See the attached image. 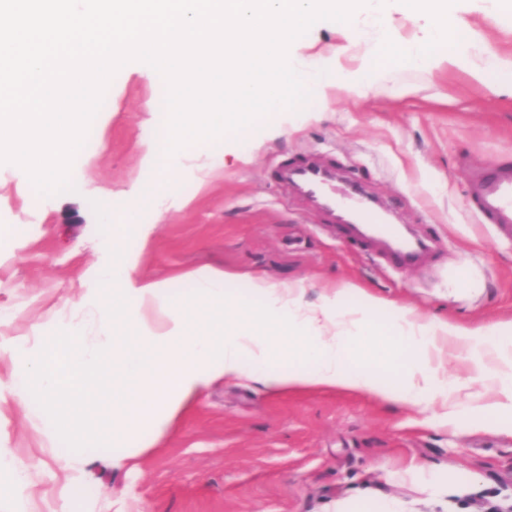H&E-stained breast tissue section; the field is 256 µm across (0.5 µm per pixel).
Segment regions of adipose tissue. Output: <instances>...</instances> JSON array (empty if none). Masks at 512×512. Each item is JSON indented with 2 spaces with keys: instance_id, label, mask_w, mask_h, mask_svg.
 Masks as SVG:
<instances>
[{
  "instance_id": "ef3b65f1",
  "label": "adipose tissue",
  "mask_w": 512,
  "mask_h": 512,
  "mask_svg": "<svg viewBox=\"0 0 512 512\" xmlns=\"http://www.w3.org/2000/svg\"><path fill=\"white\" fill-rule=\"evenodd\" d=\"M136 253L121 250L108 265L83 275L84 288L49 341H0V403L40 401L39 426L94 445L125 442L145 429L162 431L220 378L258 375L272 390L297 388L361 392L424 411L437 406L445 424L464 412L512 416V320L464 325L363 295L347 304L350 286L330 289L322 302L305 301L307 284L253 285L260 300H231L226 272L200 270L195 314L177 304L163 280L136 277ZM165 313L157 325L143 310ZM111 341V352L89 350L88 324ZM408 348L416 363L383 385L377 367ZM308 361V368L271 365L274 352ZM471 375H440L447 355ZM481 391H472V383Z\"/></svg>"
}]
</instances>
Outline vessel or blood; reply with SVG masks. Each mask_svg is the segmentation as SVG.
I'll list each match as a JSON object with an SVG mask.
<instances>
[{"label":"vessel or blood","mask_w":512,"mask_h":512,"mask_svg":"<svg viewBox=\"0 0 512 512\" xmlns=\"http://www.w3.org/2000/svg\"><path fill=\"white\" fill-rule=\"evenodd\" d=\"M277 176L281 182L298 185L327 222L338 225L352 240L369 247L386 244L390 258L400 266L421 258L423 244L405 237L396 225L388 223L369 204L357 183L337 181L332 167L306 157L282 163ZM467 202L487 223L512 234V168H484L473 181Z\"/></svg>","instance_id":"b4317fda"}]
</instances>
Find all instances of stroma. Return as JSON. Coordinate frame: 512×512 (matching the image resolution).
<instances>
[{
	"label": "stroma",
	"mask_w": 512,
	"mask_h": 512,
	"mask_svg": "<svg viewBox=\"0 0 512 512\" xmlns=\"http://www.w3.org/2000/svg\"><path fill=\"white\" fill-rule=\"evenodd\" d=\"M457 0L449 19L478 33L468 60L432 68L399 63L368 74L367 88L314 95L297 110L269 114L226 141L188 146L217 150L199 178L189 165L174 173L190 205L156 210L134 204L143 178L142 143L161 127L165 84L141 62L118 70L95 136L75 157L74 191L39 194L13 164H0V336L37 341L56 329V312L77 298L83 270L104 260L112 227L129 213L155 225L139 253L138 276L168 280L190 300L193 272L232 274L235 298L255 280H306L305 300L327 289L360 291L427 315L464 324L512 319V237L501 236L464 205L470 169L512 161V76L475 80L469 67L488 52L512 57V0ZM350 43L331 21L315 24L291 49L305 63L361 68L378 40L371 16ZM335 163L338 180L354 179L395 223L428 241L418 265L398 267L376 249L356 247L272 171L286 156ZM112 201L103 218L104 199ZM32 410L0 404V463L28 472L30 491H0V512H335L343 500L392 499L401 512H512V421L469 414L455 430L431 414L343 391L272 392L255 379L217 380L163 431H144L128 447L90 448L73 471L54 462ZM440 479L460 472L470 489L445 496L402 479L409 464Z\"/></svg>",
	"instance_id": "35a3bbf8"
}]
</instances>
